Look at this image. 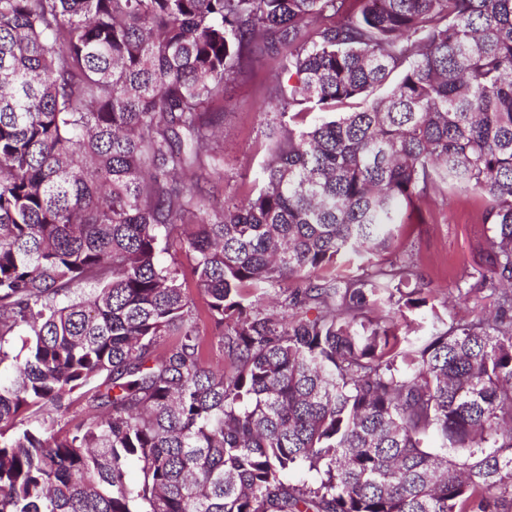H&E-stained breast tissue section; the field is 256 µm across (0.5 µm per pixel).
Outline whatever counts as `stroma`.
<instances>
[{
    "label": "stroma",
    "mask_w": 512,
    "mask_h": 512,
    "mask_svg": "<svg viewBox=\"0 0 512 512\" xmlns=\"http://www.w3.org/2000/svg\"><path fill=\"white\" fill-rule=\"evenodd\" d=\"M265 79L257 68L224 89V135L218 145L224 179L214 187L218 200H245L255 184L265 133L275 120L262 106ZM479 215L472 194L447 192L403 209L393 230L389 260L413 263L450 320L491 313L498 301L481 277L491 233Z\"/></svg>",
    "instance_id": "1"
}]
</instances>
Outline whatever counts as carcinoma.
<instances>
[{"label":"carcinoma","mask_w":512,"mask_h":512,"mask_svg":"<svg viewBox=\"0 0 512 512\" xmlns=\"http://www.w3.org/2000/svg\"><path fill=\"white\" fill-rule=\"evenodd\" d=\"M260 60L279 122L217 209ZM448 190L511 289L512 0H0V512H512V295L321 275ZM265 79V71L255 68L224 88V135L217 146L224 181L216 182L213 190L218 200L243 201L254 187L265 133L276 122L262 107Z\"/></svg>","instance_id":"carcinoma-1"}]
</instances>
